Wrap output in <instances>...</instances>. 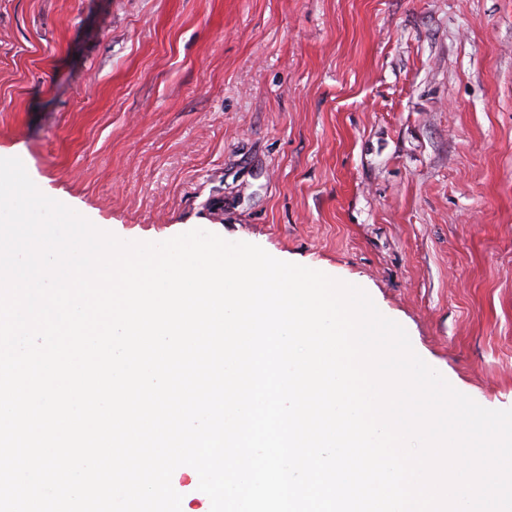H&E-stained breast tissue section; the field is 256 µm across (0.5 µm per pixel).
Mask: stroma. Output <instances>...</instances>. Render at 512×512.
Here are the masks:
<instances>
[{"instance_id": "1", "label": "stroma", "mask_w": 512, "mask_h": 512, "mask_svg": "<svg viewBox=\"0 0 512 512\" xmlns=\"http://www.w3.org/2000/svg\"><path fill=\"white\" fill-rule=\"evenodd\" d=\"M0 157L359 286L512 408V0H0Z\"/></svg>"}]
</instances>
